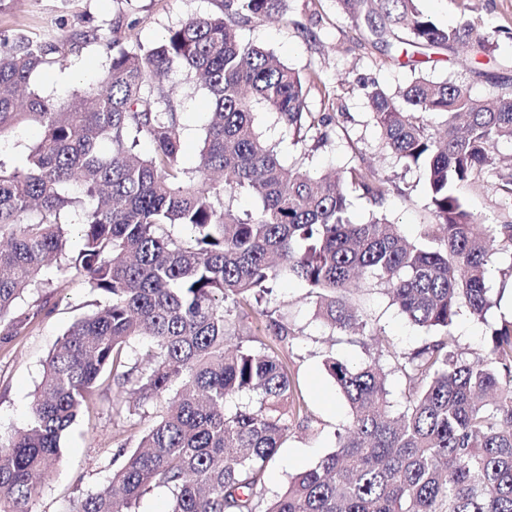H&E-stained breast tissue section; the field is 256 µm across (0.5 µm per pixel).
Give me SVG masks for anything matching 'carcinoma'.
Listing matches in <instances>:
<instances>
[{
  "instance_id": "cac0c4a2",
  "label": "carcinoma",
  "mask_w": 512,
  "mask_h": 512,
  "mask_svg": "<svg viewBox=\"0 0 512 512\" xmlns=\"http://www.w3.org/2000/svg\"><path fill=\"white\" fill-rule=\"evenodd\" d=\"M339 3L365 44L394 62L491 49L472 20L442 28L417 0ZM287 6L224 0V13L191 18L148 49L114 37L96 89L63 108L29 91L30 79L64 65L76 42L103 41L98 29L59 42L24 33L0 42V147L24 123L42 128L23 167L0 162V343L35 324V312L12 313L32 288H62L73 274L104 299L62 335L29 422L0 443V512H34L65 433L105 384L132 388L128 421L160 409L135 450L120 446L109 484L70 512H132L154 487L171 493L168 512H512V320L469 357L456 352L453 334L462 310L482 319L497 305L487 287L492 258L512 260V220L484 224L456 193L482 178L512 206V171L494 153L512 141V92L478 100L425 76L396 93L362 85L385 150L425 172L435 221L409 241L379 211L390 188L375 169L314 176L282 164L256 131V103L301 142L313 131L325 137L334 121L307 105L319 74L304 76L240 36ZM175 63L213 107L191 170L181 156L179 88L162 81ZM430 115L443 121L433 126ZM141 137L147 154L137 150ZM348 186L378 208L371 219H351ZM242 192L258 202L245 219L221 203ZM71 213L82 247L63 262ZM283 276L308 288L331 334L370 336L377 353L358 368L325 360L350 419L336 450L265 503L269 464L292 422L307 419L288 368L296 332L259 307ZM362 278L378 280L429 333L420 347L398 351L370 330L351 301ZM254 324L269 341L248 344ZM139 338L151 343L144 365L124 356ZM392 372L404 384L399 412Z\"/></svg>"
}]
</instances>
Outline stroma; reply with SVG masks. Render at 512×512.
Masks as SVG:
<instances>
[{
  "instance_id": "stroma-1",
  "label": "stroma",
  "mask_w": 512,
  "mask_h": 512,
  "mask_svg": "<svg viewBox=\"0 0 512 512\" xmlns=\"http://www.w3.org/2000/svg\"><path fill=\"white\" fill-rule=\"evenodd\" d=\"M418 7L440 25L470 18L495 45L480 64L466 63L464 52L442 57L426 75L436 81L466 85L471 96L483 99L512 91V0H418ZM222 0H0V38L25 33L38 39H53L95 27L102 36L118 34L123 46L149 47L160 42L168 29L196 16L221 13ZM120 31H113L114 21ZM244 39L271 52L285 65L303 74H319L321 83L307 103L310 111L332 112L336 122L326 141L308 138L295 143L272 111L255 105L254 125L281 160L315 173L370 165L388 181L391 191L382 208L387 219L399 225L409 239H418L423 225L432 223L427 186L422 170L406 168L385 152L361 84L376 80L396 92L415 78L414 72L393 66L385 52L365 46L362 31L343 13L338 0H288V12L279 20L255 21L241 31ZM67 69L54 66L35 73L32 88L44 97L61 102L72 93L86 92L107 63L106 49L92 43L76 48ZM167 82L182 86L181 142L186 167H194L210 111L209 96L201 85L185 82L179 65H172ZM457 193L466 208L490 224L512 218V209L502 205L489 186L461 183ZM512 262L497 258L488 278L500 301L484 319L462 313L454 334L456 348L464 353L482 349L492 328L512 313ZM100 296L83 278H70L67 287L41 288L26 293L15 307L24 312L36 304L47 310L35 329L9 346H0V437L9 438L30 418L33 394L44 366L64 332L82 314L95 310ZM369 326L383 332L403 351L420 345L424 330L410 324L393 305L376 280H368L353 295ZM273 303L295 329L290 347V371L297 392L308 409V425L293 426L272 460L266 477L268 493L283 489L295 472L316 466L336 446V432L349 418V409L328 376L327 354L352 366H362L376 353L373 341L353 342L331 337L315 317V304L307 288L293 279H280ZM118 390L104 391L96 406L83 413L62 441V456L53 476L41 489L35 512H69L76 497L96 492L106 485L117 465L118 445L135 448L148 427L119 421L112 411L120 400Z\"/></svg>"
}]
</instances>
